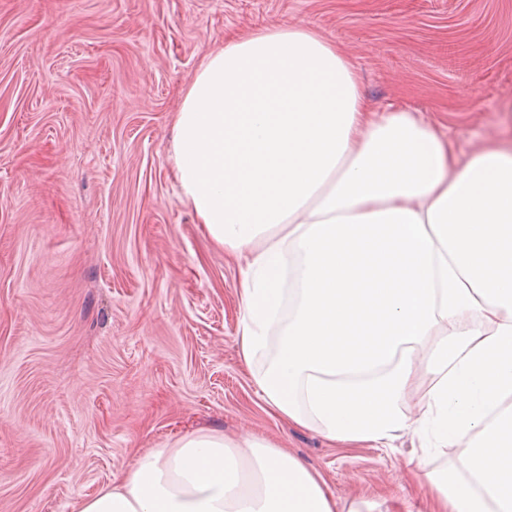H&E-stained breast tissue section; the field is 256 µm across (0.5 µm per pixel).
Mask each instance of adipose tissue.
Segmentation results:
<instances>
[{
	"label": "adipose tissue",
	"instance_id": "obj_1",
	"mask_svg": "<svg viewBox=\"0 0 512 512\" xmlns=\"http://www.w3.org/2000/svg\"><path fill=\"white\" fill-rule=\"evenodd\" d=\"M175 174L241 271L237 343L296 426L390 447L427 434L431 512H512V147L458 150L373 108L316 31L273 26L206 56L175 119ZM294 307L280 310L285 296ZM420 418L403 411L421 375ZM78 512H362L264 439L193 433L139 454Z\"/></svg>",
	"mask_w": 512,
	"mask_h": 512
}]
</instances>
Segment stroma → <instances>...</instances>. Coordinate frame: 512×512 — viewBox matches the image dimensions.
<instances>
[{"mask_svg":"<svg viewBox=\"0 0 512 512\" xmlns=\"http://www.w3.org/2000/svg\"><path fill=\"white\" fill-rule=\"evenodd\" d=\"M281 25L462 151L512 139V0H0V512H77L209 429L267 439L344 500L430 512L419 434L347 448L269 412L271 350L239 356L240 268L173 174L202 58Z\"/></svg>","mask_w":512,"mask_h":512,"instance_id":"35a3bbf8","label":"stroma"}]
</instances>
